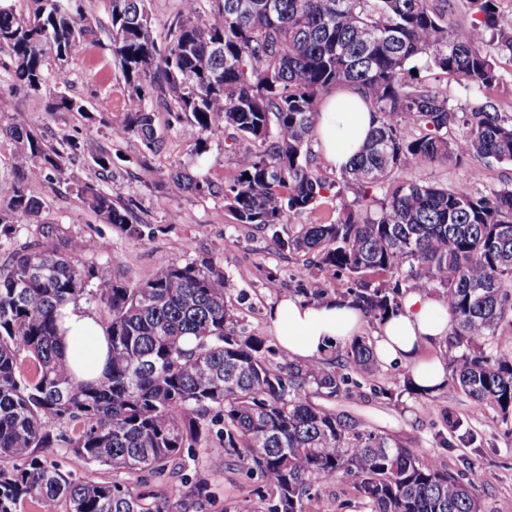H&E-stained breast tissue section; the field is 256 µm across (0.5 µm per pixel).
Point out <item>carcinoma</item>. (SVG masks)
<instances>
[{"label": "carcinoma", "instance_id": "carcinoma-1", "mask_svg": "<svg viewBox=\"0 0 512 512\" xmlns=\"http://www.w3.org/2000/svg\"><path fill=\"white\" fill-rule=\"evenodd\" d=\"M35 2L25 15L0 0V44L11 50L16 81L32 89L46 54L64 62L97 34L81 7ZM108 2L110 50L129 88L112 136L159 148L155 113L144 104L148 81L176 106L174 122L198 133L197 154L232 129V181L185 170L170 180L222 197L238 223L271 231L279 249L313 255L317 269L348 278V298L368 320L397 308L407 288L443 296L454 325L447 387L512 418V359L492 346L512 330V183L472 191L411 177L434 163H512V116L480 98L502 80L485 46L512 58V12L498 0H464L474 20L452 25L451 0H213L200 21L197 0H181L160 48L147 0ZM451 83L472 102L453 104ZM341 87L356 89L378 124L336 172V218L290 231V215L322 197L326 178L310 144L321 104ZM0 134L15 145L0 241L25 224L41 238L0 273V512H20L28 500L41 512H171L176 498L200 507L211 497L206 480L158 495L145 476L187 469L214 438L223 455L261 474L259 512H303L314 488L340 475L353 480L361 512H483L481 480L313 401L352 399L360 383L349 374L321 361L274 363L262 337L237 333L212 259L163 257L151 278L131 284L109 261L88 265L59 250L60 228L40 220L34 181L69 180L103 223L138 240L144 231L129 206L71 176L65 152L77 142L50 146L17 123ZM82 299L110 314V370L95 384L76 381L57 346L59 308ZM373 366V342L354 339L343 367ZM41 448L107 467L112 481L81 480Z\"/></svg>", "mask_w": 512, "mask_h": 512}]
</instances>
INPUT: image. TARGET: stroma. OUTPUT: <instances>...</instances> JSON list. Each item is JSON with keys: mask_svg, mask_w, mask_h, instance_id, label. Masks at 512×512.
Returning <instances> with one entry per match:
<instances>
[{"mask_svg": "<svg viewBox=\"0 0 512 512\" xmlns=\"http://www.w3.org/2000/svg\"><path fill=\"white\" fill-rule=\"evenodd\" d=\"M81 6L98 28L97 43L86 45L63 65L54 56H47L44 79L35 90L16 85L11 51L0 46V96L10 99L11 117L41 132L46 142L56 145L64 138L78 141V152L67 161L70 172L80 180L100 185L114 200L131 204L149 237L140 243L120 228L103 223L73 188L57 182L41 181L30 186L42 202V221L59 225L63 241L73 247L89 239L102 243L103 251L84 254V261L98 264L118 258L117 273L133 284L151 277L161 255L180 261L212 258L224 270L227 300L240 328L246 334L263 337L268 347L279 350L267 311L282 297L297 296L310 267L305 266L302 256L278 250L270 233L238 224L222 198L183 191L169 180V173L178 169L205 173L219 183L232 180L236 163L227 135L210 139L207 152L196 156L189 128L171 122L166 108L151 91L145 104L155 114L161 137L159 150L146 153L133 135L113 139L111 125L122 118L129 91L108 48L107 0H81ZM61 67L67 73L63 85L55 78ZM63 94L79 100L83 112L53 110L56 98ZM105 99L111 109L109 121L104 124L99 103ZM102 152L112 155V169L106 173L93 162ZM412 176L421 182L481 189L512 183V164L492 160H473L458 167L436 164L416 169ZM407 371L403 363H377L372 373L361 377L359 395L351 400L337 399L334 406L361 419L368 428L394 435L405 447L426 452L451 471L479 469L484 476V512H512V422L502 423L489 406L447 389L436 392L428 411L407 394L394 404L383 399L381 389L400 390ZM450 416L462 420L463 433L450 432L446 422ZM444 436L449 439L445 445L440 442ZM198 470L214 494L203 512H255L259 507V473L205 459L200 460ZM355 498L351 479L337 477L318 486L311 500L305 501L304 512H347L346 502Z\"/></svg>", "mask_w": 512, "mask_h": 512, "instance_id": "obj_1", "label": "stroma"}]
</instances>
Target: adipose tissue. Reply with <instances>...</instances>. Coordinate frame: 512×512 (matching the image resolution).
Returning a JSON list of instances; mask_svg holds the SVG:
<instances>
[{
	"mask_svg": "<svg viewBox=\"0 0 512 512\" xmlns=\"http://www.w3.org/2000/svg\"><path fill=\"white\" fill-rule=\"evenodd\" d=\"M376 124V116L354 92L329 95L317 120L315 147L327 165L341 169L361 149ZM60 312L66 329L62 350L76 381H98L108 358L104 330L81 305L70 302ZM267 317L280 346L296 361L312 360L330 347L351 342L361 335L365 323L360 310L343 299L310 303L285 297L269 309ZM449 321L448 309L437 297L408 292L400 308L379 322L375 355L384 363L410 364L413 381L419 387L434 390L444 386L442 360L426 355L424 349L446 339Z\"/></svg>",
	"mask_w": 512,
	"mask_h": 512,
	"instance_id": "adipose-tissue-1",
	"label": "adipose tissue"
}]
</instances>
